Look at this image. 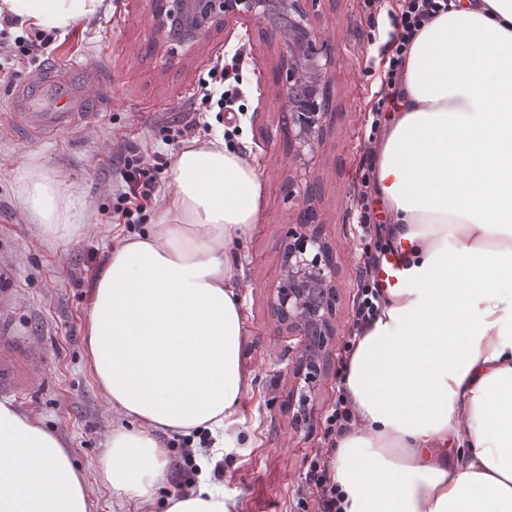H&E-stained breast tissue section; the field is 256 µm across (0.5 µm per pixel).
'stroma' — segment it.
I'll use <instances>...</instances> for the list:
<instances>
[{"label": "stroma", "instance_id": "obj_1", "mask_svg": "<svg viewBox=\"0 0 512 512\" xmlns=\"http://www.w3.org/2000/svg\"><path fill=\"white\" fill-rule=\"evenodd\" d=\"M151 10L152 0H104L93 18L50 35L27 23L9 28L0 21V110L12 103L15 88L36 64L90 75L80 89L100 105L95 119L47 142L0 126V267L8 269L15 297L8 331L32 342L45 364L41 384L17 407L40 415L47 429L67 441L92 487L95 512H165L170 497L198 485L200 470L184 465L178 437L168 442V473L149 508L135 500L118 503L100 481L106 440L119 421L86 367L85 336L87 292L106 248L145 232L171 191L167 173H159L142 223L127 224L113 214L124 188L119 171L125 146L174 159L185 144L182 126L198 115L211 131L223 132L227 144L249 155L265 182L259 224L230 243L242 272L239 355L252 376L251 388L234 426L235 445L219 449L221 474L209 483L229 498L231 512H318L306 473L310 464L326 463L333 453L326 418L340 387L338 370L352 333L357 285L368 264L388 252L383 217L361 230L352 202L371 166L369 110L383 76L390 20L363 0H318L313 9L334 65L333 113L310 174L319 183L317 221L336 249L339 313L331 369L308 404L315 425L310 431L296 422L297 409L289 403L294 378L288 351L298 340L277 329L270 307L288 228L302 209L301 197L284 189L296 173L279 124L284 36L240 19L213 28L194 48L165 47L151 25ZM18 36L35 42L51 38L53 49L17 58L6 46ZM233 52L243 57L244 112L230 132L225 115L199 107L196 94L210 68ZM34 168L70 195L77 233L49 235L25 214L20 187Z\"/></svg>", "mask_w": 512, "mask_h": 512}]
</instances>
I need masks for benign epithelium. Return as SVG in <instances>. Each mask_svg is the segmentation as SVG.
<instances>
[{"instance_id":"7a95c632","label":"benign epithelium","mask_w":512,"mask_h":512,"mask_svg":"<svg viewBox=\"0 0 512 512\" xmlns=\"http://www.w3.org/2000/svg\"><path fill=\"white\" fill-rule=\"evenodd\" d=\"M311 2L317 0H153L151 15L164 43L189 49L205 39L221 19L250 18L264 25L274 15L288 16L282 123L288 152L298 170L306 172L325 130L333 63L331 50L321 42L311 17ZM302 216L288 230L272 309L278 326L300 338L293 376L304 416L309 395L315 393L327 370L336 338L338 290L333 247L313 227L312 208L305 207Z\"/></svg>"}]
</instances>
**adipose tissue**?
<instances>
[{"instance_id": "adipose-tissue-1", "label": "adipose tissue", "mask_w": 512, "mask_h": 512, "mask_svg": "<svg viewBox=\"0 0 512 512\" xmlns=\"http://www.w3.org/2000/svg\"><path fill=\"white\" fill-rule=\"evenodd\" d=\"M103 0H0L45 30ZM369 148L373 194L406 285L385 291L344 361L353 411L330 461L342 512H512V0H452L405 58ZM149 230L108 249L88 292L86 366L121 427L99 477L152 502L167 438L228 432L252 377L230 241L261 217L258 167L221 135L191 142ZM26 211L73 229L66 195L29 176ZM87 478L38 415L0 402V512H93ZM165 512H230L209 483Z\"/></svg>"}]
</instances>
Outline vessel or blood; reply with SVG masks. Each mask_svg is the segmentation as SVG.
I'll list each match as a JSON object with an SVG mask.
<instances>
[{
  "label": "vessel or blood",
  "mask_w": 512,
  "mask_h": 512,
  "mask_svg": "<svg viewBox=\"0 0 512 512\" xmlns=\"http://www.w3.org/2000/svg\"><path fill=\"white\" fill-rule=\"evenodd\" d=\"M22 109L1 117L10 129L25 137L48 140L61 130L91 121L70 71L38 67L14 92ZM402 262L390 254L376 271L380 288L398 287ZM43 375V366L29 342L0 336V394L22 397L32 392Z\"/></svg>",
  "instance_id": "1"
}]
</instances>
